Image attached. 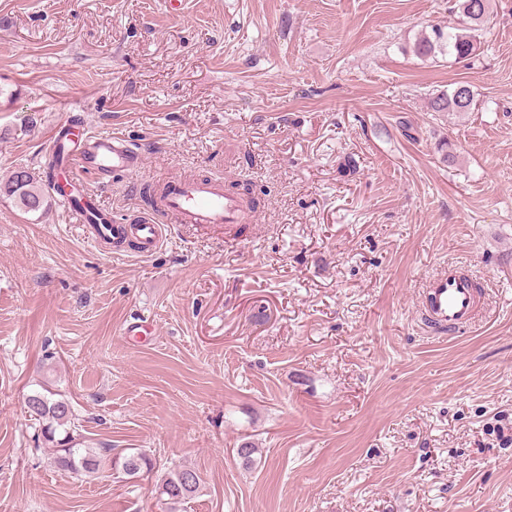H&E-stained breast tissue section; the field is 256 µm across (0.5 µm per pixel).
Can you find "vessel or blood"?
I'll return each instance as SVG.
<instances>
[{
  "label": "vessel or blood",
  "instance_id": "b4317fda",
  "mask_svg": "<svg viewBox=\"0 0 512 512\" xmlns=\"http://www.w3.org/2000/svg\"><path fill=\"white\" fill-rule=\"evenodd\" d=\"M53 144L61 148L63 158L50 180L63 186L62 204L93 244L108 241L118 251L133 241L138 256L146 258L162 247L168 223L209 228L255 219L248 203L229 193L223 180L177 175L162 179L163 193L154 212L124 223L113 221L99 207L87 180L112 182L138 172L143 155L134 140L121 131L96 132L65 119L53 127ZM481 311V289L456 268L426 279L422 286L420 317L429 333L445 336L465 331Z\"/></svg>",
  "mask_w": 512,
  "mask_h": 512
}]
</instances>
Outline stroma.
Here are the masks:
<instances>
[{"mask_svg":"<svg viewBox=\"0 0 512 512\" xmlns=\"http://www.w3.org/2000/svg\"><path fill=\"white\" fill-rule=\"evenodd\" d=\"M454 23L448 0H0V183L71 116L144 154L91 186L118 220L161 174L260 201L141 258L0 193V512H159L156 480L55 464L42 384L92 442L195 468L185 512H512V0L469 62L415 54ZM458 81L476 111L431 112ZM451 265L491 306L436 337L418 287Z\"/></svg>","mask_w":512,"mask_h":512,"instance_id":"obj_1","label":"stroma"}]
</instances>
